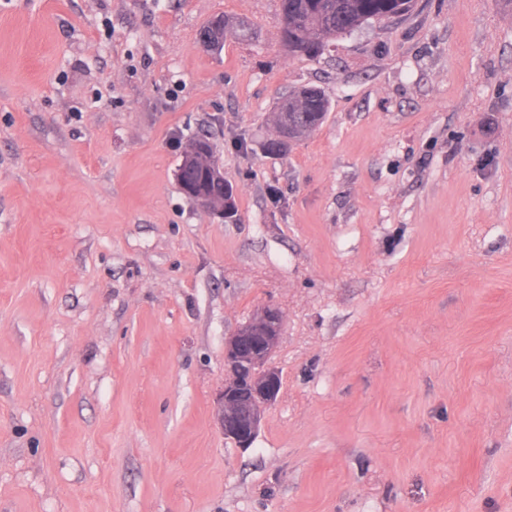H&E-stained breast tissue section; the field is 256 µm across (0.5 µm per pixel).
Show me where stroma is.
<instances>
[{"mask_svg": "<svg viewBox=\"0 0 512 512\" xmlns=\"http://www.w3.org/2000/svg\"><path fill=\"white\" fill-rule=\"evenodd\" d=\"M250 42L197 37L212 16ZM278 0H0V512H512V7L417 0L318 57ZM326 122L265 155L277 99ZM208 135L236 193L180 191ZM282 386L215 416L265 306ZM283 99L274 107L272 121L276 130L286 125L295 136L293 145L277 153L286 155L295 145L323 124L330 110V103L322 89L314 85L302 86L290 91L288 108L283 107ZM279 309L265 306L224 338V386L214 404L224 439L250 448L265 411L279 396L281 375L272 362L283 332Z\"/></svg>", "mask_w": 512, "mask_h": 512, "instance_id": "1", "label": "stroma"}]
</instances>
